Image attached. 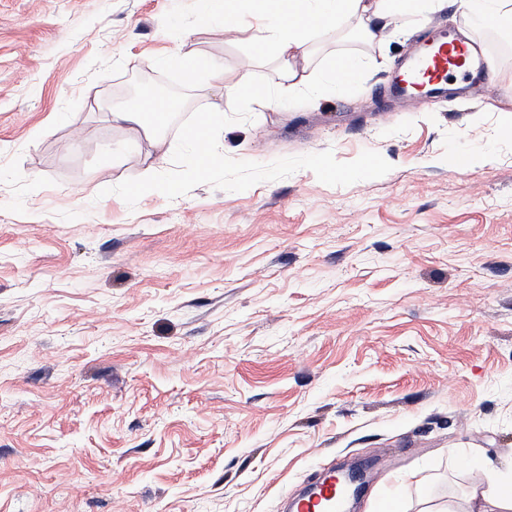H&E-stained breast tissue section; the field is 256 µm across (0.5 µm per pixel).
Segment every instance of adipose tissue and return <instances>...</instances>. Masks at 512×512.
I'll return each instance as SVG.
<instances>
[{"label": "adipose tissue", "mask_w": 512, "mask_h": 512, "mask_svg": "<svg viewBox=\"0 0 512 512\" xmlns=\"http://www.w3.org/2000/svg\"><path fill=\"white\" fill-rule=\"evenodd\" d=\"M210 6L243 24L258 21L266 39L282 63L294 60L305 40L319 32L324 23L357 19L361 29L379 26L408 16L422 21L430 11L452 5L476 21L493 15L512 16V0H209ZM467 512H512V483L491 480L474 489Z\"/></svg>", "instance_id": "ef3b65f1"}]
</instances>
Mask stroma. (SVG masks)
Segmentation results:
<instances>
[{"label":"stroma","mask_w":512,"mask_h":512,"mask_svg":"<svg viewBox=\"0 0 512 512\" xmlns=\"http://www.w3.org/2000/svg\"><path fill=\"white\" fill-rule=\"evenodd\" d=\"M353 27L287 78L206 0H0V512H277L354 462L356 512H466L473 460L512 470V55L488 54L493 96L382 119L420 31L392 21L356 45L357 94L257 102L218 138L262 164L374 150L383 177L111 192L173 167L177 127L111 117L155 58L223 62L184 112L228 115L242 69L304 87Z\"/></svg>","instance_id":"35a3bbf8"}]
</instances>
